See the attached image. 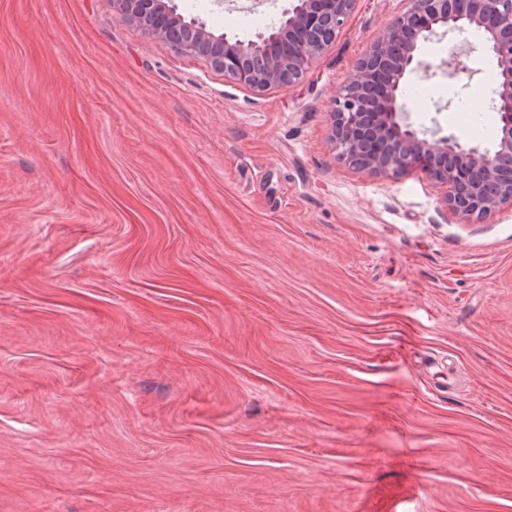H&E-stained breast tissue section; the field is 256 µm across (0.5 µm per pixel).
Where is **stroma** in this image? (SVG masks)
Returning a JSON list of instances; mask_svg holds the SVG:
<instances>
[{
	"label": "stroma",
	"instance_id": "obj_1",
	"mask_svg": "<svg viewBox=\"0 0 512 512\" xmlns=\"http://www.w3.org/2000/svg\"><path fill=\"white\" fill-rule=\"evenodd\" d=\"M175 0L242 40L289 0ZM409 0L256 92L112 0H0V512H512V207L338 159ZM415 127L492 147L482 40Z\"/></svg>",
	"mask_w": 512,
	"mask_h": 512
}]
</instances>
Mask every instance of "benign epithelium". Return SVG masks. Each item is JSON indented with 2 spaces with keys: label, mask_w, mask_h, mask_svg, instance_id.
I'll use <instances>...</instances> for the list:
<instances>
[{
  "label": "benign epithelium",
  "mask_w": 512,
  "mask_h": 512,
  "mask_svg": "<svg viewBox=\"0 0 512 512\" xmlns=\"http://www.w3.org/2000/svg\"><path fill=\"white\" fill-rule=\"evenodd\" d=\"M412 6L377 38L353 69L334 103L332 141L338 155L375 175L396 177L424 162L447 189L444 203L466 222L483 221L512 206V0H411ZM357 0H293L279 27L242 41L186 20L174 0H113L119 15L155 39L200 58L224 78L257 91L292 88L346 25ZM450 31L483 35L496 59L498 86L494 147L463 146L440 130L417 129L401 101L407 75L453 74L457 59L434 64L419 42Z\"/></svg>",
  "instance_id": "obj_1"
}]
</instances>
